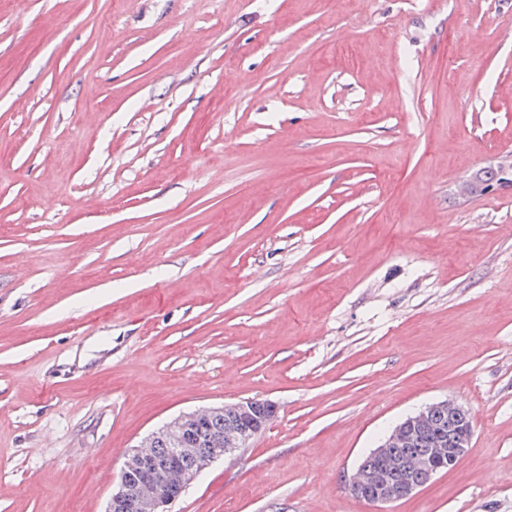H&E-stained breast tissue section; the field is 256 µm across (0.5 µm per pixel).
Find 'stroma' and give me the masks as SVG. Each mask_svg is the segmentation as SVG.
Masks as SVG:
<instances>
[{
  "label": "stroma",
  "instance_id": "1",
  "mask_svg": "<svg viewBox=\"0 0 512 512\" xmlns=\"http://www.w3.org/2000/svg\"><path fill=\"white\" fill-rule=\"evenodd\" d=\"M511 157L512 0H0V512L252 398L172 512H512ZM443 399L459 464L352 494ZM448 415L441 425H436L420 436V441L414 448H403L412 445L417 438V431L427 430L439 416ZM469 413L462 406L450 399L433 402L420 410L415 416L397 424L384 442L373 450V454L382 461L379 469H365L362 463L349 480L350 490L357 494L373 491L370 497H360L373 504H387L407 498L427 486L439 473L440 468L448 465V471L453 469L471 448L472 426L468 422ZM447 435L445 440H436L428 448L432 438ZM393 448L403 456H414L427 452L418 458L410 459L396 455ZM442 468L441 472L446 471ZM413 473L414 479L403 483L405 477H400L401 485L396 484L395 475Z\"/></svg>",
  "mask_w": 512,
  "mask_h": 512
}]
</instances>
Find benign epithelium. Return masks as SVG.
Instances as JSON below:
<instances>
[{
	"instance_id": "benign-epithelium-1",
	"label": "benign epithelium",
	"mask_w": 512,
	"mask_h": 512,
	"mask_svg": "<svg viewBox=\"0 0 512 512\" xmlns=\"http://www.w3.org/2000/svg\"><path fill=\"white\" fill-rule=\"evenodd\" d=\"M235 417L253 426L252 431H243L226 439L219 448H206L198 453L196 448L185 447L187 439H201L204 432L202 415L214 416L223 412L221 407L206 408L183 414L162 428L154 437L166 440L170 445L167 455L153 458L137 449L128 456L118 483L112 487V512H171L172 505L188 485L215 460L238 448H244L275 413V405L269 400L251 399L233 405ZM448 416V440L432 443L431 448L418 458L410 459L395 454L394 449L409 446L416 441L417 431L431 427L440 416ZM472 426L469 413L450 399L433 402L415 416L397 424L373 454L382 461L379 469L358 467L349 480L350 490L357 494L371 491L373 495L365 501L387 504L407 498L427 486L446 466L453 469L471 448ZM194 462L180 471L179 491L176 494L161 492L155 481L173 463L188 459ZM146 473L142 481L131 480L133 473ZM412 473L414 479L396 484L395 475Z\"/></svg>"
}]
</instances>
